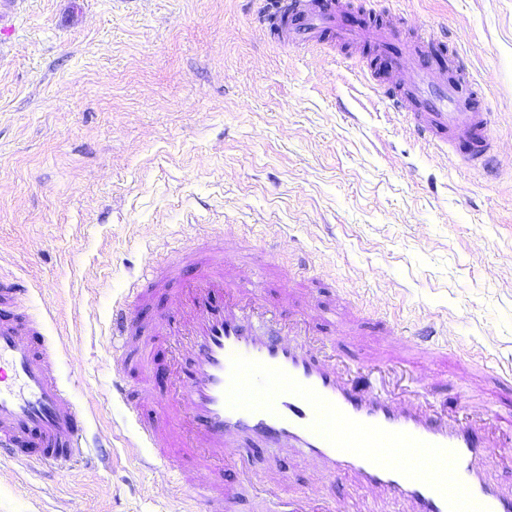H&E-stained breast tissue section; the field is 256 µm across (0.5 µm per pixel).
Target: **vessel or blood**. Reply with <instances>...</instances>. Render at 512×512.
<instances>
[{
    "label": "vessel or blood",
    "mask_w": 512,
    "mask_h": 512,
    "mask_svg": "<svg viewBox=\"0 0 512 512\" xmlns=\"http://www.w3.org/2000/svg\"><path fill=\"white\" fill-rule=\"evenodd\" d=\"M265 30L288 45L368 50L362 77L414 135L436 150L459 144L467 166L492 170L491 120L484 95L445 32L424 26L404 35L400 17L377 0H259ZM265 282L242 277L239 249L223 238L175 251L148 264L110 311L112 399L128 412L139 447L152 449L175 481L203 490L205 512H237L249 490L265 512H355L347 501L286 495L253 468L254 440L314 460L333 487L351 481L374 489L397 512H512V486L490 478L512 439V409L484 398V366L474 355L448 352L433 325H418L391 345L388 333H366L351 317L315 335L316 296L286 288L281 316ZM27 289L0 279V454L36 467L85 456L87 416L59 379V357L43 322L16 313ZM159 318L140 316L156 295ZM174 354L173 389L159 393L147 360L157 340ZM143 353L136 387L124 375L131 352ZM424 364L436 374L423 392L395 393L385 372ZM452 390L455 412L436 409V393Z\"/></svg>",
    "instance_id": "vessel-or-blood-1"
}]
</instances>
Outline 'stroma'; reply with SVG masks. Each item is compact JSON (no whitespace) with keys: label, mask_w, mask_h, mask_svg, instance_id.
Masks as SVG:
<instances>
[{"label":"stroma","mask_w":512,"mask_h":512,"mask_svg":"<svg viewBox=\"0 0 512 512\" xmlns=\"http://www.w3.org/2000/svg\"><path fill=\"white\" fill-rule=\"evenodd\" d=\"M405 31L452 33L487 90L497 176L427 150L372 96L357 59L268 35L257 0L0 5V275L59 348L89 412L87 461L0 458V512H204L149 468L110 396L109 313L131 276L206 227L243 274L302 272L332 329L444 325L512 365V0H388ZM257 471L324 497L310 460L262 446Z\"/></svg>","instance_id":"stroma-1"}]
</instances>
